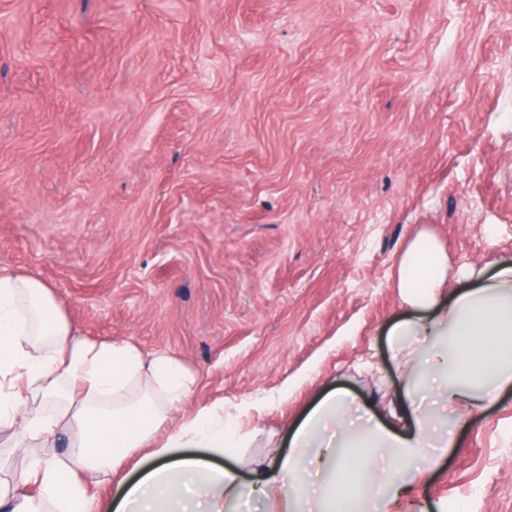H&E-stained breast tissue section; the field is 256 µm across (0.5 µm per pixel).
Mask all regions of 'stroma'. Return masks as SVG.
<instances>
[{"instance_id":"1","label":"stroma","mask_w":512,"mask_h":512,"mask_svg":"<svg viewBox=\"0 0 512 512\" xmlns=\"http://www.w3.org/2000/svg\"><path fill=\"white\" fill-rule=\"evenodd\" d=\"M512 264V0H0V271L80 335L165 351L246 434L328 391L398 421L394 265ZM409 512H512V388Z\"/></svg>"}]
</instances>
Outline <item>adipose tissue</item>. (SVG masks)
<instances>
[{
	"mask_svg": "<svg viewBox=\"0 0 512 512\" xmlns=\"http://www.w3.org/2000/svg\"><path fill=\"white\" fill-rule=\"evenodd\" d=\"M393 286L409 308L388 333L391 348L403 352L405 425L351 422L349 392H328L294 429L288 450L253 479L273 488L269 512H353L369 464L333 458L337 448L387 455L371 512H399L411 485L455 447L456 430L512 386V265L444 300L448 251L422 230L400 256ZM195 385L170 355L77 337L48 285L0 274V428L20 427L25 440L45 444L62 434L69 444L65 454L31 457L16 481H0V512H83L89 501L96 512H225L246 493L237 468L192 451L238 447V429L210 405L184 416L166 438L154 437ZM46 404L53 413H42ZM140 448L150 468L132 482L119 477ZM180 448L185 456H177ZM110 483L113 503L100 497Z\"/></svg>",
	"mask_w": 512,
	"mask_h": 512,
	"instance_id": "obj_1",
	"label": "adipose tissue"
}]
</instances>
